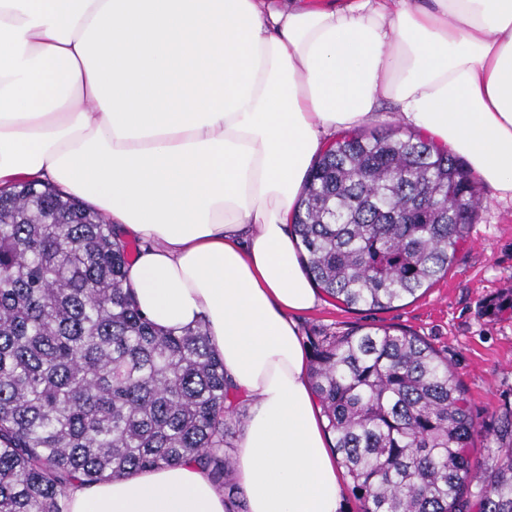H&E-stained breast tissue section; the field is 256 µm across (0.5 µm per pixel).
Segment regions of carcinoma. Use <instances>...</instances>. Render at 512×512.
<instances>
[{"label":"carcinoma","mask_w":512,"mask_h":512,"mask_svg":"<svg viewBox=\"0 0 512 512\" xmlns=\"http://www.w3.org/2000/svg\"><path fill=\"white\" fill-rule=\"evenodd\" d=\"M481 208L465 164L395 131L314 161L293 218L300 261L349 309H390L456 259ZM129 245L77 198L0 192V512H67L74 483L194 461L234 471L224 361L202 323L160 331L127 285ZM308 378L361 512H512V409L471 489L479 430L436 350L406 330L309 338Z\"/></svg>","instance_id":"carcinoma-1"}]
</instances>
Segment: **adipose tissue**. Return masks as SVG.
Listing matches in <instances>:
<instances>
[{
  "label": "adipose tissue",
  "mask_w": 512,
  "mask_h": 512,
  "mask_svg": "<svg viewBox=\"0 0 512 512\" xmlns=\"http://www.w3.org/2000/svg\"><path fill=\"white\" fill-rule=\"evenodd\" d=\"M398 119L512 201V0H0V190L39 179L142 246L161 329L205 324L251 401L248 512H345L289 230L327 138ZM68 512H225L182 462L68 491Z\"/></svg>",
  "instance_id": "1"
}]
</instances>
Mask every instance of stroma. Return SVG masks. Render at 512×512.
<instances>
[{
  "label": "stroma",
  "mask_w": 512,
  "mask_h": 512,
  "mask_svg": "<svg viewBox=\"0 0 512 512\" xmlns=\"http://www.w3.org/2000/svg\"><path fill=\"white\" fill-rule=\"evenodd\" d=\"M483 207L446 275L389 310H351L327 294L300 316L301 336L357 328L409 330L447 359L462 381L478 422H492L512 406V314H485L512 288V202L479 186Z\"/></svg>",
  "instance_id": "35a3bbf8"
}]
</instances>
